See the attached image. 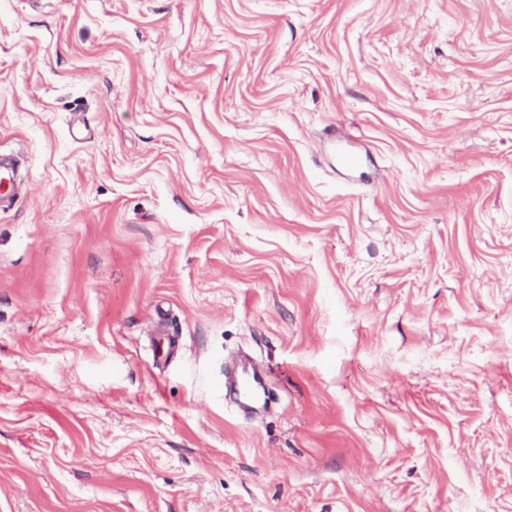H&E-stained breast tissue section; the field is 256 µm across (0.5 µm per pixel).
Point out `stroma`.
Here are the masks:
<instances>
[{
	"mask_svg": "<svg viewBox=\"0 0 512 512\" xmlns=\"http://www.w3.org/2000/svg\"><path fill=\"white\" fill-rule=\"evenodd\" d=\"M0 151V512H512V0H0ZM10 163L3 160L0 154V210L11 208L21 196V186L16 182L15 164L11 157ZM267 375L253 366H242L232 383L233 390L244 406L265 403L268 397Z\"/></svg>",
	"mask_w": 512,
	"mask_h": 512,
	"instance_id": "1",
	"label": "stroma"
}]
</instances>
